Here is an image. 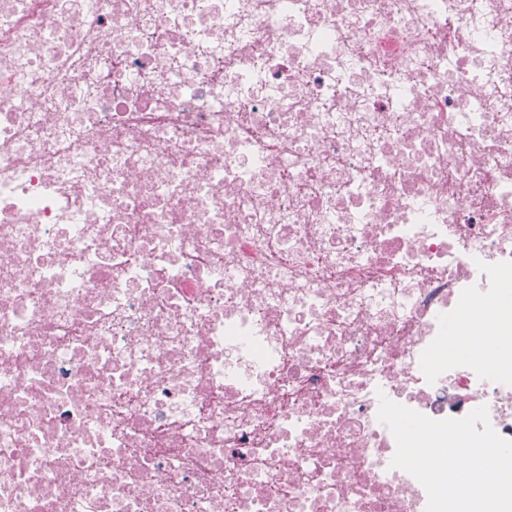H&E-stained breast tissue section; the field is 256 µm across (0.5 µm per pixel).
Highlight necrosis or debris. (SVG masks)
I'll return each mask as SVG.
<instances>
[{
	"label": "necrosis or debris",
	"mask_w": 512,
	"mask_h": 512,
	"mask_svg": "<svg viewBox=\"0 0 512 512\" xmlns=\"http://www.w3.org/2000/svg\"><path fill=\"white\" fill-rule=\"evenodd\" d=\"M384 397L512 440V0H0V512H426Z\"/></svg>",
	"instance_id": "1"
}]
</instances>
